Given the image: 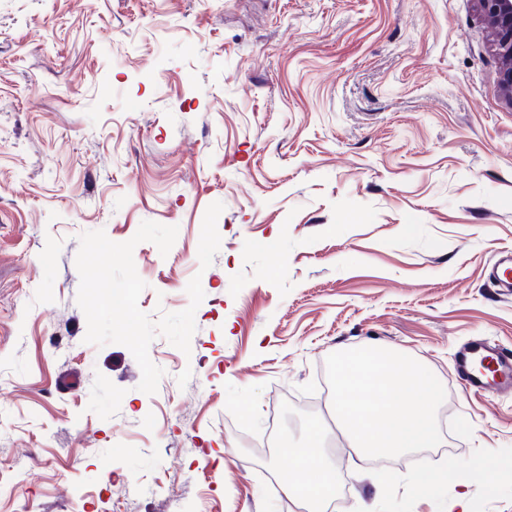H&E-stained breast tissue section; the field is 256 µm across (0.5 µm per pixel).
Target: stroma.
<instances>
[{
    "instance_id": "obj_1",
    "label": "stroma",
    "mask_w": 512,
    "mask_h": 512,
    "mask_svg": "<svg viewBox=\"0 0 512 512\" xmlns=\"http://www.w3.org/2000/svg\"><path fill=\"white\" fill-rule=\"evenodd\" d=\"M145 221L178 235L135 247L140 310L205 293L152 395L77 303L80 235ZM506 249L512 105L472 0H0V512H297L274 475L312 426L328 512H512V395L455 365L512 350ZM373 343L443 385L446 447H350L325 361ZM438 468L463 482L410 491ZM512 251L504 250L497 254L488 271L489 279L503 295L512 294ZM477 355L481 356V359H488L492 364L489 375L484 372L477 375L471 370V362ZM456 363L465 390L480 391L495 386L502 392H511V354H506L499 348L491 347L485 341H478L461 350L456 357Z\"/></svg>"
}]
</instances>
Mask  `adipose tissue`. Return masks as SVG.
<instances>
[{
    "mask_svg": "<svg viewBox=\"0 0 512 512\" xmlns=\"http://www.w3.org/2000/svg\"><path fill=\"white\" fill-rule=\"evenodd\" d=\"M287 455L291 464L279 473L282 493L302 512H324L336 495V470L321 450L318 432H311L302 446L288 449Z\"/></svg>",
    "mask_w": 512,
    "mask_h": 512,
    "instance_id": "1",
    "label": "adipose tissue"
}]
</instances>
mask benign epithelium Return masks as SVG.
I'll list each match as a JSON object with an SVG mask.
<instances>
[{"label": "benign epithelium", "mask_w": 512, "mask_h": 512, "mask_svg": "<svg viewBox=\"0 0 512 512\" xmlns=\"http://www.w3.org/2000/svg\"><path fill=\"white\" fill-rule=\"evenodd\" d=\"M478 17L486 24L490 46L498 64V85L512 105V0H473Z\"/></svg>", "instance_id": "1"}]
</instances>
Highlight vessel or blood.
Wrapping results in <instances>:
<instances>
[{
    "label": "vessel or blood",
    "mask_w": 512,
    "mask_h": 512,
    "mask_svg": "<svg viewBox=\"0 0 512 512\" xmlns=\"http://www.w3.org/2000/svg\"><path fill=\"white\" fill-rule=\"evenodd\" d=\"M488 277L502 294H512V251L497 254ZM456 363L465 389L480 391L494 386L503 392L512 390V355L499 348L483 341L471 343L458 353Z\"/></svg>",
    "instance_id": "b4317fda"
}]
</instances>
